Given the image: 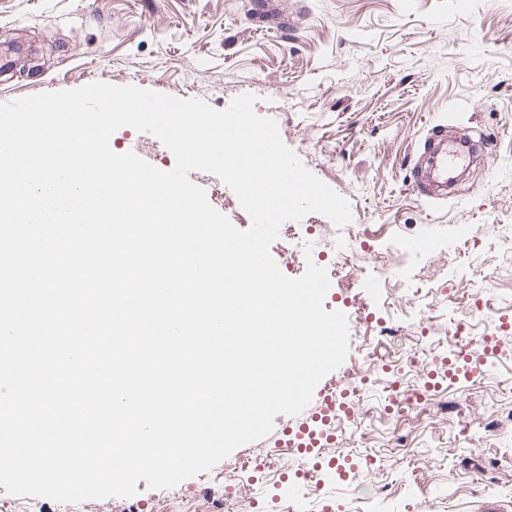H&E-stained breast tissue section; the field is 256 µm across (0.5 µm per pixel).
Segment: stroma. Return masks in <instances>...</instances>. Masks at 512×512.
<instances>
[{"instance_id": "35a3bbf8", "label": "stroma", "mask_w": 512, "mask_h": 512, "mask_svg": "<svg viewBox=\"0 0 512 512\" xmlns=\"http://www.w3.org/2000/svg\"><path fill=\"white\" fill-rule=\"evenodd\" d=\"M0 51L13 70L0 101L92 82L134 85L228 107L256 95V114L318 178L350 204L336 227L319 213L306 242L345 260L324 300L349 324L348 355L334 372L337 395L356 404L336 438L347 470L317 475L310 491L278 484L306 458L276 447L309 412L276 416L266 436L233 458L270 456L235 479L255 507L272 495L298 498L297 512H512V331L468 308L488 294L512 311V0H0ZM482 142L479 168L450 197L418 196L417 147L434 126ZM210 204L241 229L250 217L218 177L199 179ZM407 245L391 257L387 283L372 279L369 250ZM470 322V352L496 336L498 355L478 373L402 412L396 389L443 372L451 320ZM223 465L168 489L139 481L131 497L96 500L97 512H173L183 495L219 477Z\"/></svg>"}]
</instances>
